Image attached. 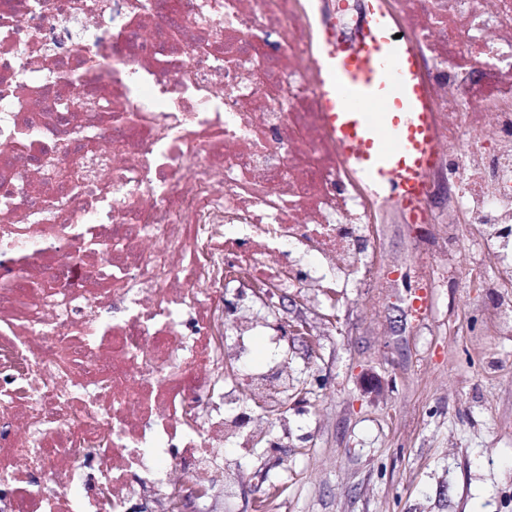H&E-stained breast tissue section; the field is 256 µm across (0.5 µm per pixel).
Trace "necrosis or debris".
<instances>
[{
	"label": "necrosis or debris",
	"mask_w": 512,
	"mask_h": 512,
	"mask_svg": "<svg viewBox=\"0 0 512 512\" xmlns=\"http://www.w3.org/2000/svg\"><path fill=\"white\" fill-rule=\"evenodd\" d=\"M384 5L452 155L443 214L369 193L326 124L352 0H0V512H167L178 487L209 512L258 424L224 367L284 347L227 309L225 263L272 308L354 280L394 216L512 247V0Z\"/></svg>",
	"instance_id": "1"
}]
</instances>
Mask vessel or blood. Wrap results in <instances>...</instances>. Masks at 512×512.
<instances>
[{
  "mask_svg": "<svg viewBox=\"0 0 512 512\" xmlns=\"http://www.w3.org/2000/svg\"><path fill=\"white\" fill-rule=\"evenodd\" d=\"M318 68L326 121L352 171L374 194L415 208L439 155L419 58L382 0H368L360 42L326 49Z\"/></svg>",
  "mask_w": 512,
  "mask_h": 512,
  "instance_id": "obj_1",
  "label": "vessel or blood"
}]
</instances>
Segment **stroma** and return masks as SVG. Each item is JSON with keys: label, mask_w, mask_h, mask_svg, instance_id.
<instances>
[{"label": "stroma", "mask_w": 512, "mask_h": 512, "mask_svg": "<svg viewBox=\"0 0 512 512\" xmlns=\"http://www.w3.org/2000/svg\"><path fill=\"white\" fill-rule=\"evenodd\" d=\"M398 272L311 303L289 290L284 417L269 440L224 448L221 512H512V335L497 331L496 289L470 288L485 267L482 236L426 253L419 232L380 227ZM435 270L431 308L415 317L417 269Z\"/></svg>", "instance_id": "stroma-1"}]
</instances>
